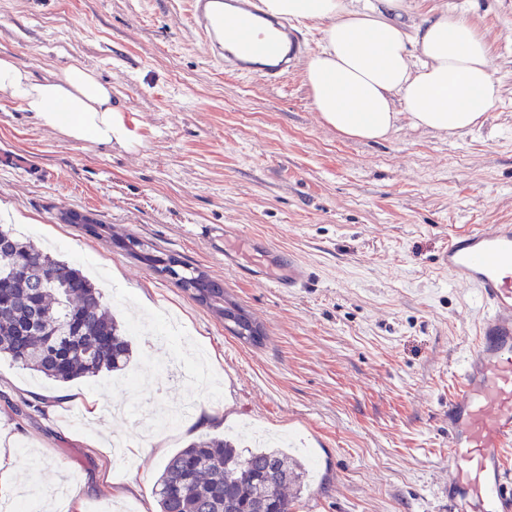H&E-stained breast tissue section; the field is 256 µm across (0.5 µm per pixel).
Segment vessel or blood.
I'll use <instances>...</instances> for the list:
<instances>
[{
    "label": "vessel or blood",
    "instance_id": "obj_1",
    "mask_svg": "<svg viewBox=\"0 0 512 512\" xmlns=\"http://www.w3.org/2000/svg\"><path fill=\"white\" fill-rule=\"evenodd\" d=\"M192 27L210 43L217 64L273 83L305 50L295 30L267 24L256 0H189ZM246 243L259 256L250 276L279 288L306 283L311 272L292 254ZM438 262L476 289L484 316L477 342L448 401V504L451 512H512V226L495 224L449 239Z\"/></svg>",
    "mask_w": 512,
    "mask_h": 512
}]
</instances>
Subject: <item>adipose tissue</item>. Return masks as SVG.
I'll use <instances>...</instances> for the list:
<instances>
[{"label":"adipose tissue","instance_id":"ef3b65f1","mask_svg":"<svg viewBox=\"0 0 512 512\" xmlns=\"http://www.w3.org/2000/svg\"><path fill=\"white\" fill-rule=\"evenodd\" d=\"M262 8L274 17L325 22V46L308 61L306 79L317 112L343 136L381 141L403 116L417 128L460 133L480 126L500 98L484 35L456 15L409 27L405 0H370L361 10L345 0H262ZM1 97L77 141L127 145L137 137L113 109L111 87L77 61L40 79L0 56Z\"/></svg>","mask_w":512,"mask_h":512}]
</instances>
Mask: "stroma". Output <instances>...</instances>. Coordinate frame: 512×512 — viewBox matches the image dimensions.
Returning <instances> with one entry per match:
<instances>
[{
    "label": "stroma",
    "instance_id": "obj_1",
    "mask_svg": "<svg viewBox=\"0 0 512 512\" xmlns=\"http://www.w3.org/2000/svg\"><path fill=\"white\" fill-rule=\"evenodd\" d=\"M477 26L501 98L455 135L401 118L340 136L304 64L276 83L213 60L187 0H0V56L37 77L80 59L135 120L122 146L75 141L0 100V207L16 235L98 279L131 328L124 372L61 385L0 355V504L156 512L167 460L199 435L299 450L295 512H449L448 399L481 305L437 259L449 237L512 225V0H407L403 20ZM92 215L110 239L61 221ZM307 263L283 291L224 261V225ZM135 237L224 285L265 334L230 325L120 247Z\"/></svg>",
    "mask_w": 512,
    "mask_h": 512
}]
</instances>
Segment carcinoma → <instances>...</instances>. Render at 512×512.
I'll list each match as a JSON object with an SVG mask.
<instances>
[{
    "label": "carcinoma",
    "mask_w": 512,
    "mask_h": 512,
    "mask_svg": "<svg viewBox=\"0 0 512 512\" xmlns=\"http://www.w3.org/2000/svg\"><path fill=\"white\" fill-rule=\"evenodd\" d=\"M132 252L158 271L165 260L134 237ZM30 264L15 278L10 302L0 307V355L56 382L70 383L130 363L131 342L79 270L12 230L0 227V273L20 260ZM194 299L224 316V286L204 278ZM303 465L278 449L240 452L219 437L199 436L169 458L155 482L157 512H293L288 487H303Z\"/></svg>",
    "instance_id": "carcinoma-1"
}]
</instances>
